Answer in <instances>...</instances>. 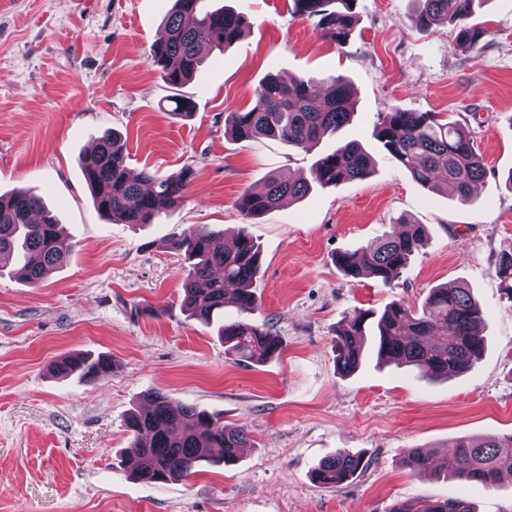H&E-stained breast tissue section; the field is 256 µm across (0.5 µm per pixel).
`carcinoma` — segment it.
Masks as SVG:
<instances>
[{"label":"carcinoma","instance_id":"cac0c4a2","mask_svg":"<svg viewBox=\"0 0 512 512\" xmlns=\"http://www.w3.org/2000/svg\"><path fill=\"white\" fill-rule=\"evenodd\" d=\"M201 2L173 0L152 47L153 63L174 89L191 79L212 49L237 41L245 25L243 18L223 8L201 10ZM419 2L422 7L410 21L423 32L451 22L457 39L472 48L479 47L488 35L483 24L474 21L475 3L484 0ZM353 3L293 0V14L312 21L323 38L341 47L356 23ZM330 87L332 94L325 97L314 79L284 81L269 74L256 87L249 109L227 113L225 130L240 143L272 141L308 150L350 121L351 85L336 76L330 78ZM374 135L400 168L434 193L466 202L472 186L485 174L483 156L461 124L439 113L395 107L379 116ZM373 171V161L359 143H339L313 163L310 178L294 180L273 172L262 192L244 190L236 207L243 216L256 217L285 199L303 198L315 185L363 180ZM83 173L96 210L124 224L155 223L184 202L195 177L189 165L166 177L148 171L135 178L128 176L124 144L112 130L105 131L95 151L84 157ZM427 238L426 225L400 220L373 243L338 254L336 265L348 278L368 274L389 286ZM169 245L188 264L184 306L189 317L206 324L218 322L224 353L239 361L261 363L273 357L280 343L267 324L224 321L226 307L251 310L258 304L253 285L261 262L253 238L240 232L227 246L224 234L206 225H190L174 234ZM3 253L22 257L19 272L32 286L66 262L69 245L62 225L39 196L24 190L0 195V255ZM496 268L502 294L512 300V246L498 254ZM483 320L482 306L462 285L433 288L416 308L394 302L377 318L370 310H359L336 331V365L343 374L359 366L365 330L371 327L379 362L415 366L436 378L459 375L470 371L484 354L485 343L479 334ZM113 368L112 359L88 354L68 355L54 364L56 374L75 377L86 385L111 376ZM125 427L131 442L122 465L131 477L157 483L186 480L204 463L231 465L250 442L245 427H228L220 416L174 401L158 390L145 395L144 405L127 417ZM450 448L456 460L452 472L456 479L490 485L500 480L503 472H512V435L482 441L459 438ZM404 463L425 474L439 464L448 466V459L439 463L436 455L415 449ZM369 465L364 454L343 448L322 460L312 478L320 485L335 486L360 475ZM389 512H474V508L463 499H425L398 503Z\"/></svg>","mask_w":512,"mask_h":512}]
</instances>
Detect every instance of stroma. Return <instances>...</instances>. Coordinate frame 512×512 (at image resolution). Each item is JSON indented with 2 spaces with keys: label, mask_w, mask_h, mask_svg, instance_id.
Instances as JSON below:
<instances>
[{
  "label": "stroma",
  "mask_w": 512,
  "mask_h": 512,
  "mask_svg": "<svg viewBox=\"0 0 512 512\" xmlns=\"http://www.w3.org/2000/svg\"><path fill=\"white\" fill-rule=\"evenodd\" d=\"M246 25L213 51L178 93L191 116L171 115L176 91L151 62L172 0H0V194L30 189L65 227L70 253L38 286L0 265V512H390L401 502L463 498L476 512H512V477L493 485L419 475L414 449L445 454L459 437L512 433V301L496 275L512 246V0H488L484 45L459 43L452 26L412 28L414 0H356L344 46L294 17L293 0H206ZM353 88L342 131L372 155L364 180L314 188L257 218L235 207L270 171L308 173L335 144L310 151L246 145L224 134L228 110L251 107L267 74ZM447 112L482 154L486 174L462 203L428 191L374 137L378 113ZM118 131L132 174L165 176L192 165L184 203L153 224L101 216L83 156ZM428 239L398 280L350 279L338 253L366 246L400 219ZM191 224L233 238L247 229L261 251L256 309L226 319L269 323L281 353L265 362L227 358L216 325L183 306L187 265L168 239ZM472 288L485 310L487 349L472 371L433 379L379 367L371 355L350 375L336 368L335 331L358 309L421 305L443 284ZM112 357L96 386L54 374L68 354ZM245 426L251 445L235 465L187 480L133 479L118 460L125 420L149 391ZM371 463L353 480L311 478L339 449Z\"/></svg>",
  "instance_id": "obj_1"
}]
</instances>
